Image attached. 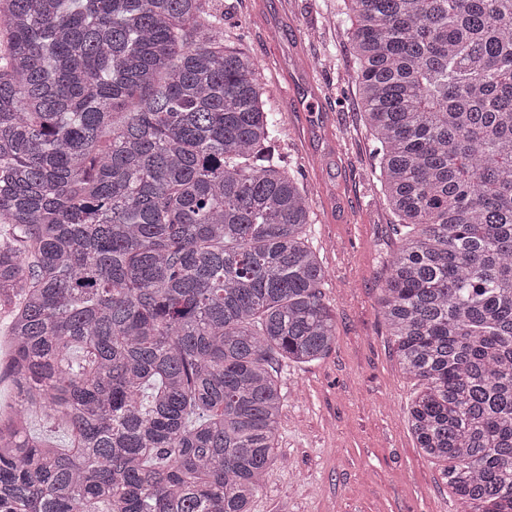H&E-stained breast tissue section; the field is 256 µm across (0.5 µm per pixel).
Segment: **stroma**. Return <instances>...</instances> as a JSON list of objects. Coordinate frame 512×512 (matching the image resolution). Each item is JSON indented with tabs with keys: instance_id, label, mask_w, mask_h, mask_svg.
Returning a JSON list of instances; mask_svg holds the SVG:
<instances>
[{
	"instance_id": "stroma-1",
	"label": "stroma",
	"mask_w": 512,
	"mask_h": 512,
	"mask_svg": "<svg viewBox=\"0 0 512 512\" xmlns=\"http://www.w3.org/2000/svg\"><path fill=\"white\" fill-rule=\"evenodd\" d=\"M344 0H221L224 41L254 55L282 149L309 192L336 344L283 367L271 467L253 512H464L407 423L416 389L377 304L396 246L336 15Z\"/></svg>"
}]
</instances>
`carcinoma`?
<instances>
[{"label": "carcinoma", "instance_id": "carcinoma-1", "mask_svg": "<svg viewBox=\"0 0 512 512\" xmlns=\"http://www.w3.org/2000/svg\"><path fill=\"white\" fill-rule=\"evenodd\" d=\"M344 4L408 425L470 512H512V0ZM207 7L0 0V512H253L280 370L336 344L312 200Z\"/></svg>", "mask_w": 512, "mask_h": 512}]
</instances>
